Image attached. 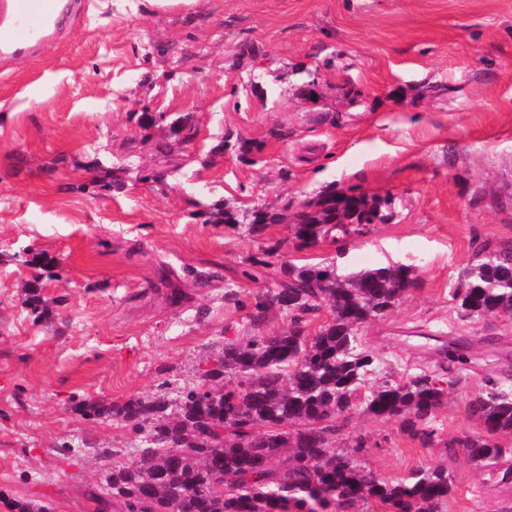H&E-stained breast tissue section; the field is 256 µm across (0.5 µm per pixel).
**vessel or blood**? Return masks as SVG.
I'll return each mask as SVG.
<instances>
[{
    "label": "vessel or blood",
    "mask_w": 512,
    "mask_h": 512,
    "mask_svg": "<svg viewBox=\"0 0 512 512\" xmlns=\"http://www.w3.org/2000/svg\"><path fill=\"white\" fill-rule=\"evenodd\" d=\"M83 10L82 0H0V68L61 39Z\"/></svg>",
    "instance_id": "vessel-or-blood-1"
}]
</instances>
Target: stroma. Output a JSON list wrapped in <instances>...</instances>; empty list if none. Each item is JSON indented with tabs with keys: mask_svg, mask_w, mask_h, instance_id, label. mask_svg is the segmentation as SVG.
<instances>
[{
	"mask_svg": "<svg viewBox=\"0 0 512 512\" xmlns=\"http://www.w3.org/2000/svg\"><path fill=\"white\" fill-rule=\"evenodd\" d=\"M145 110L164 121L142 130ZM179 117L195 138L160 152ZM153 171L164 180L140 182ZM352 190L385 200L390 221L296 248L286 216ZM216 204L282 221L255 238ZM507 240L512 0H197L190 18L90 0L89 22L0 73V512H100L93 492L144 437L74 400L221 388L202 372L225 340L290 322L273 311L254 329L241 303L276 286L284 259L417 265V288L360 334L380 377L449 365L438 441L356 406L337 442L363 437L386 480L447 467L445 512H512V483L446 448L480 434L467 406L486 378L512 385V320H459L449 297L480 244ZM266 251L272 266H251ZM36 274L38 314L22 293Z\"/></svg>",
	"mask_w": 512,
	"mask_h": 512,
	"instance_id": "35a3bbf8",
	"label": "stroma"
}]
</instances>
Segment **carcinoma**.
I'll use <instances>...</instances> for the list:
<instances>
[{"label":"carcinoma","instance_id":"cac0c4a2","mask_svg":"<svg viewBox=\"0 0 512 512\" xmlns=\"http://www.w3.org/2000/svg\"><path fill=\"white\" fill-rule=\"evenodd\" d=\"M309 206L311 212L291 223L298 248L329 237L343 240L386 220L376 197L364 193L327 194ZM244 218L247 232L257 236L276 221L263 208ZM346 218L351 222L344 223ZM281 274L279 287L253 293L250 317L259 327L279 310L290 316L288 328L224 341L214 366L202 373L208 380L234 374L239 383L191 388L174 404L163 398L76 403L89 417H110L147 432L152 444L137 459L112 463L105 478L112 500L123 512H167L170 504L178 512H357L361 505L382 512H444L453 493L446 467H419L387 481L363 465L362 439L350 449L336 445L364 389L368 414L399 421L400 431L425 447L435 442L434 421L448 390L425 372L371 384L380 360L359 336L363 324L387 317L417 287L416 268L403 263L340 274L332 265L284 264ZM450 297L463 318L512 311V242L479 247ZM322 307L330 317L310 336L294 313ZM468 413L484 433L452 440L448 450L462 445L472 462L504 481L512 465L502 468L500 462L512 456V448L499 438L512 436V386L486 380ZM216 427L224 428L221 442L207 439ZM174 442L183 447H169Z\"/></svg>","mask_w":512,"mask_h":512}]
</instances>
